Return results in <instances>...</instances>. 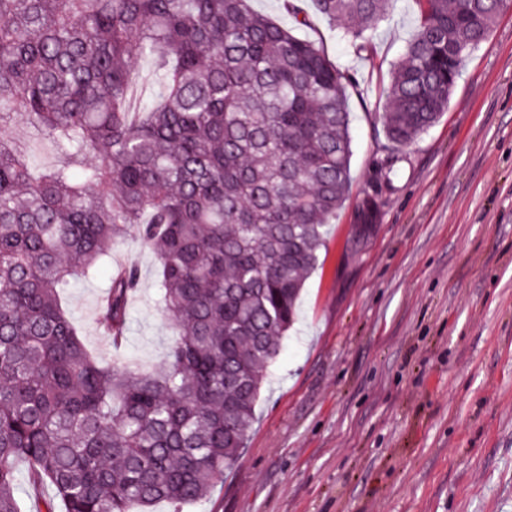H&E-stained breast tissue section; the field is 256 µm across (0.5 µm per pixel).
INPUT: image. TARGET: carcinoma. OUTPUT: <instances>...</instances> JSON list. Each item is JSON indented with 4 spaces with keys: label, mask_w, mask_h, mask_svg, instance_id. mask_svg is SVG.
<instances>
[{
    "label": "carcinoma",
    "mask_w": 512,
    "mask_h": 512,
    "mask_svg": "<svg viewBox=\"0 0 512 512\" xmlns=\"http://www.w3.org/2000/svg\"><path fill=\"white\" fill-rule=\"evenodd\" d=\"M314 2L372 52L389 0ZM416 2L379 113L385 179L505 0ZM284 8L288 27L251 0H0V128L8 105L59 155L35 172L0 135V512H23L20 463L53 488L39 512H180L234 467L351 181L352 79ZM141 59L155 82L134 97ZM132 233L178 325L149 372L102 363L63 307ZM139 280L114 269L99 303L114 345Z\"/></svg>",
    "instance_id": "obj_1"
}]
</instances>
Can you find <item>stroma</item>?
<instances>
[{
  "label": "stroma",
  "mask_w": 512,
  "mask_h": 512,
  "mask_svg": "<svg viewBox=\"0 0 512 512\" xmlns=\"http://www.w3.org/2000/svg\"><path fill=\"white\" fill-rule=\"evenodd\" d=\"M300 34L350 76L346 200L269 368L224 482L182 512H512V8L466 57L446 112L379 186L380 218L355 242L357 205L384 156L381 87L418 24L392 0L370 54L317 13ZM38 168L57 156L21 115L4 129ZM140 284L121 346L96 324L109 270L65 297L86 346L122 368L161 363L175 331L158 265L135 237L112 249Z\"/></svg>",
  "instance_id": "obj_1"
}]
</instances>
